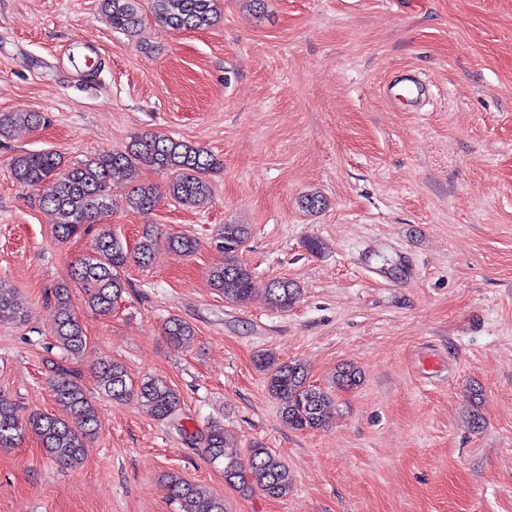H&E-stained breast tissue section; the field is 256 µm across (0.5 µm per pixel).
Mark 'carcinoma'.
Listing matches in <instances>:
<instances>
[{
    "label": "carcinoma",
    "mask_w": 512,
    "mask_h": 512,
    "mask_svg": "<svg viewBox=\"0 0 512 512\" xmlns=\"http://www.w3.org/2000/svg\"><path fill=\"white\" fill-rule=\"evenodd\" d=\"M150 2L156 22L172 30L209 28L218 18V0ZM100 15L112 28L131 37L139 35L143 25L140 0H100ZM41 121L43 117L38 112H1L0 138L8 136L18 125L37 127ZM140 165L173 170L175 177L168 184L169 196L184 207L199 208L212 198L209 176L222 163L204 147L148 132L132 137L123 150L93 155L71 165L52 150L22 152L13 158L10 171L20 186L38 191L41 206L56 217V236L68 239L93 223L99 210L111 205L109 188L131 179ZM158 199L156 187L137 185L126 197L125 205L131 210H149ZM248 237L246 224L222 225L214 244L224 251V266L208 275L210 287L224 296V301L241 306L248 304L253 294L252 272L238 260V252ZM166 244L185 255L197 250V241L186 235L170 237ZM158 247V238L151 230L143 233L131 252L111 230H99L93 254L76 260L72 266V278L83 289L86 307L98 316L111 314L126 290L123 269L131 260L150 264ZM298 296L299 288L287 278H276L267 288L268 303L280 311L291 308ZM53 298L57 314L55 341L67 355L77 357L86 349L88 337L72 309L68 286H57ZM20 319L22 316L13 305L12 288L0 280V321ZM164 334L172 345L183 348L194 339L195 329L173 317L166 322ZM255 366L264 375L268 392L280 401L281 418L288 427L309 431L325 424L330 397L310 384L304 362H285L272 352H263L256 356ZM96 374L106 396L123 401L135 395L159 420L171 418L181 406L180 394L167 381L147 378L133 386L119 362H100ZM51 388L55 401L67 411L65 419L38 412L24 418L18 405L0 394V449L17 447L30 432L51 460L63 466L79 464L99 431L97 409L76 381L75 373L63 365L56 366ZM202 445L211 463L224 466V479L229 485L243 491L258 489L273 498L288 494L290 472L270 449L259 443L252 445L244 463L229 452L234 444L221 425L209 428ZM165 486L179 504V512H225L224 498L205 493L176 475L166 476Z\"/></svg>",
    "instance_id": "1"
}]
</instances>
